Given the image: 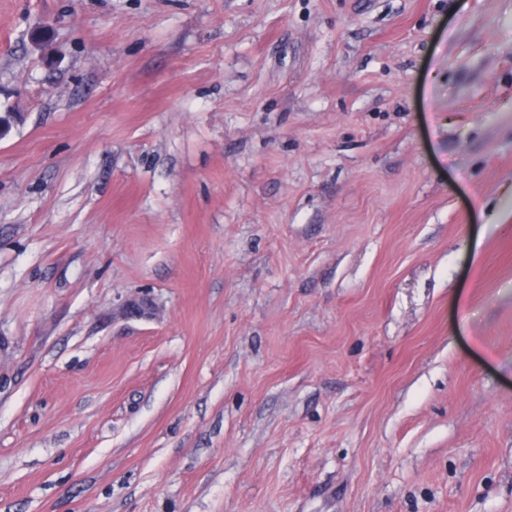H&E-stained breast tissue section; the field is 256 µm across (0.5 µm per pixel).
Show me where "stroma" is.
I'll list each match as a JSON object with an SVG mask.
<instances>
[{"mask_svg":"<svg viewBox=\"0 0 512 512\" xmlns=\"http://www.w3.org/2000/svg\"><path fill=\"white\" fill-rule=\"evenodd\" d=\"M0 512H512V0H0Z\"/></svg>","mask_w":512,"mask_h":512,"instance_id":"1","label":"stroma"}]
</instances>
